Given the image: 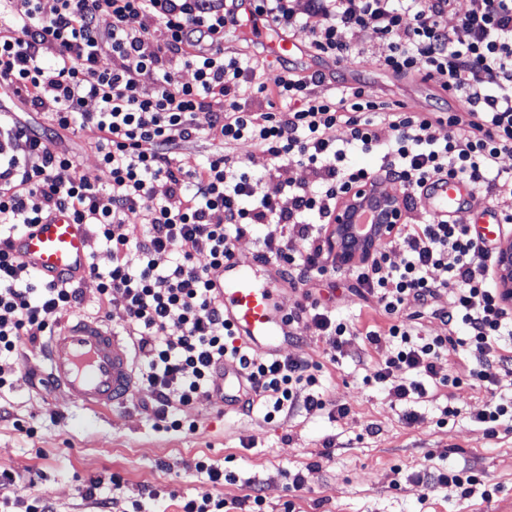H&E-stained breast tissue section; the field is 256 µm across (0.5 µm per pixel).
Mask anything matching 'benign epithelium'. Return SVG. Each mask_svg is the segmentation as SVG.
<instances>
[{
  "label": "benign epithelium",
  "instance_id": "1",
  "mask_svg": "<svg viewBox=\"0 0 512 512\" xmlns=\"http://www.w3.org/2000/svg\"><path fill=\"white\" fill-rule=\"evenodd\" d=\"M372 210L377 224V233L360 236L352 230L356 211L362 207ZM401 217L399 198L388 192L381 182L354 186L347 189L336 206L328 226V237L336 251L339 266H352L372 256L383 244L388 233L393 231ZM495 274L497 288L505 301H512V241L500 246Z\"/></svg>",
  "mask_w": 512,
  "mask_h": 512
}]
</instances>
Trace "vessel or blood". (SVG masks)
Listing matches in <instances>:
<instances>
[{
    "label": "vessel or blood",
    "instance_id": "b4317fda",
    "mask_svg": "<svg viewBox=\"0 0 512 512\" xmlns=\"http://www.w3.org/2000/svg\"><path fill=\"white\" fill-rule=\"evenodd\" d=\"M253 39L263 43L267 57L283 61L302 52L293 39L271 36L270 23L256 13L254 0H239ZM465 186L442 178L424 191L428 209L437 218L451 217L461 204ZM13 252L43 279L62 276L78 281L88 271L89 233L85 225L57 211L28 225L12 241ZM211 287L224 305L225 319L256 353L277 356L288 341V324L277 302L281 268L271 259L245 265L237 258L209 272ZM50 378L73 400L94 411L127 404L137 386L135 358L129 343L99 321L64 319L50 336L44 354Z\"/></svg>",
    "mask_w": 512,
    "mask_h": 512
}]
</instances>
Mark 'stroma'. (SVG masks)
Segmentation results:
<instances>
[{"instance_id": "1", "label": "stroma", "mask_w": 512, "mask_h": 512, "mask_svg": "<svg viewBox=\"0 0 512 512\" xmlns=\"http://www.w3.org/2000/svg\"><path fill=\"white\" fill-rule=\"evenodd\" d=\"M366 51L347 69L330 61L314 60L315 68L333 72L334 83L321 86L322 94L335 83L362 84L366 95L399 101L413 112H452L454 98L433 84L418 79H395L367 61V54H387V42L369 31L359 34ZM65 145L75 152V171H59L60 179L84 176L97 183L103 178L100 157L91 133L67 135ZM229 153L259 176L257 192L280 199L288 193L278 179L266 177L271 164L266 153L249 141L228 147ZM348 275L312 281L307 289L285 288L281 307L312 294L352 321L359 333L373 328L376 345L364 346L359 334L351 341L360 360L330 362L326 343L312 322L294 325V342L283 355H301L319 364L320 382L327 399L349 405L342 419L324 411H299L290 417L267 421L261 406L246 411L224 403L222 392L200 393L179 413L193 423L190 431L160 429L144 408L152 392L137 386L128 404L107 413L82 407L56 386L32 385L28 373L45 376L46 361L38 347L26 349L11 387L0 390V406L9 414L0 418V468L12 470L13 483L0 485V512H18V500L31 495L52 503L55 512H98L97 499L116 501V512H182L188 499L224 498L229 512H247V498L261 489L267 512H283L292 501L294 512H512V432L488 437L472 423L484 409L489 394L482 386L464 383L440 388L428 402L416 404L419 422L407 424L406 405L381 384H364L391 348V317L349 289ZM459 415L447 425L436 419L445 406ZM196 458L227 466L235 482L213 483L208 475L189 469ZM474 462L490 483L499 485L492 500L480 495L461 498L452 488H442L420 498L408 478L425 465L446 467ZM301 472L303 489L288 488L289 473ZM98 481L96 498L84 497L89 481Z\"/></svg>"}]
</instances>
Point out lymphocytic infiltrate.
Segmentation results:
<instances>
[{
	"mask_svg": "<svg viewBox=\"0 0 512 512\" xmlns=\"http://www.w3.org/2000/svg\"><path fill=\"white\" fill-rule=\"evenodd\" d=\"M453 9L454 0H257L274 33L302 29L316 57L337 63L360 56L355 37L373 30L390 44L373 64L420 74L464 105L423 113L370 99L360 86L318 94L329 81L319 69L300 75L284 66L258 79L253 58L224 50L226 25L244 23L237 0H55L49 12L42 0H0V15L15 20L0 31V81L46 114L55 131L92 132L104 175L99 183L60 180L58 170L75 167L74 154L18 113H0V389L12 385L22 347L52 335L82 299L68 278L43 280L10 252L11 238L27 225L64 210L106 245L91 256L87 275L98 282L100 308L121 307L127 336L151 355L139 382L151 389V411L165 428L185 429L178 410L210 388L227 362L244 372L267 420L300 408L346 416L347 405L321 392L318 364L260 356L239 344L208 271L259 224L266 233L258 255L277 261L289 284L335 276L326 227L336 204L348 187L380 175L399 184L407 209L443 177L489 193L512 188V177L502 184L489 177L501 155H512V0H470L450 28ZM105 14L112 18L106 32L98 25ZM47 43L56 48L50 63L41 54ZM183 69L193 70L194 82L178 80ZM442 125L448 136L439 139L434 129ZM204 135L215 142L205 162L181 157V144ZM241 140L274 159L287 201L258 196L257 177L226 150ZM350 148L382 150L379 171L346 164ZM296 165L309 183L293 180ZM134 211L141 223H126ZM393 242L407 255L402 267L388 265L382 246L349 270L352 292L394 319L392 349L371 382L411 402L441 386L478 383L492 397L475 423L490 437L511 430L512 398L497 389L499 375L512 373V353L500 346L503 333H512V306L489 282L494 248L468 226L429 215L399 225ZM132 251L139 266L128 263ZM160 253L176 257L164 271L154 262ZM435 269L442 279L432 278ZM443 294L447 308H435ZM428 315L442 322L444 335H421L417 322ZM285 316L292 325L311 319L333 362L348 357L352 336L378 342L377 331L358 332L312 297ZM459 349L468 356L465 368L447 369ZM412 484L423 496L443 486L465 499L498 491L467 465L429 467Z\"/></svg>",
	"mask_w": 512,
	"mask_h": 512,
	"instance_id": "1",
	"label": "lymphocytic infiltrate"
}]
</instances>
